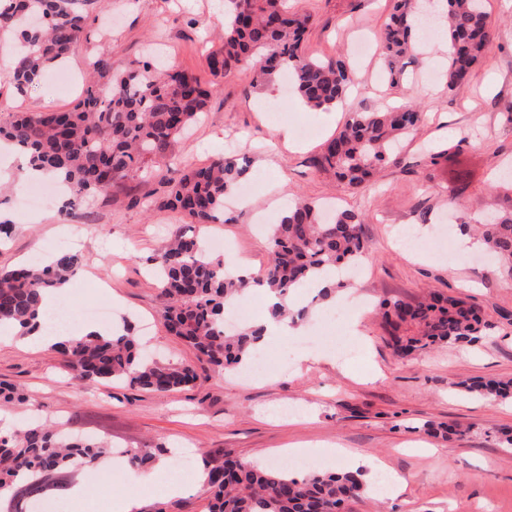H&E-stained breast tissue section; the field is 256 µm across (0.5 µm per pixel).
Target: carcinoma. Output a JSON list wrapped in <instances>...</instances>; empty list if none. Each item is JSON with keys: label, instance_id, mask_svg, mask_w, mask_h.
<instances>
[{"label": "carcinoma", "instance_id": "carcinoma-1", "mask_svg": "<svg viewBox=\"0 0 512 512\" xmlns=\"http://www.w3.org/2000/svg\"><path fill=\"white\" fill-rule=\"evenodd\" d=\"M79 0H0V36H16L13 63L5 74L20 94L39 85L51 69L66 62L78 42L88 35V18L75 8ZM224 45L207 57L210 74L222 77L247 66L255 83L264 84L288 73L295 93L305 105L322 110L345 97L352 63L338 54L321 60L305 52L304 36L312 23L307 12L288 11L283 0H225ZM419 0H393L381 41L385 70L391 83L406 78L408 60L419 54L411 40L413 14ZM448 38L453 52L443 72L452 90L468 81L494 34V20L485 0H446ZM98 80L88 85L83 102L63 112H14L0 121V142L32 157L70 191L67 203L83 204L112 187L116 180H139L148 169L180 164L173 153L176 140L196 121L217 85H205L193 73L159 72L148 63L131 62L112 71L111 58L95 63ZM423 120L413 107H393L354 113L343 129L327 139L317 167L351 189L366 188L378 171L401 163V139ZM466 139L450 138L443 149L427 155L435 166L453 157ZM247 167L232 157L188 167L166 182L159 207L182 214L196 224H214L224 217V197L246 178ZM476 231L495 256L500 276L512 278V210ZM268 265L259 282L278 301L269 306L267 320L287 315L303 319L306 309L288 308V293L311 284L323 273H336L368 258L361 219L351 211L321 220L315 205L298 201L276 224L270 225ZM83 256L73 250L56 252L49 262H29L0 269V325L26 335L40 314L39 298L69 281ZM165 310L167 331L187 342L197 358L220 372L246 365L266 335L262 324L229 332L224 320L249 280L232 275L213 259L202 238L179 233L149 257ZM384 322L395 353L405 356L436 344L467 346L494 329L467 301L441 293L425 303L384 301ZM52 348L81 381L110 383L127 380L143 389L174 391L197 380L195 368L148 357L128 322ZM465 391L490 398L512 395V382L477 381ZM112 455V445L100 438L65 439L53 429L31 423L0 435V489H13L10 501L32 506L69 490L74 474ZM205 488L210 512H341L344 504L371 491L362 470L308 473L254 467L227 456L206 466Z\"/></svg>", "mask_w": 512, "mask_h": 512}]
</instances>
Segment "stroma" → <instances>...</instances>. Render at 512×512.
I'll return each mask as SVG.
<instances>
[{
    "label": "stroma",
    "instance_id": "1",
    "mask_svg": "<svg viewBox=\"0 0 512 512\" xmlns=\"http://www.w3.org/2000/svg\"><path fill=\"white\" fill-rule=\"evenodd\" d=\"M313 23L304 47L325 59L349 55L353 90L336 112L300 110L294 96L278 101L285 117L271 124L264 111L263 88L254 73L238 67L219 81L204 117L190 135L179 138L174 153L188 165L234 155L249 165L253 190L248 206L226 200L224 224H209L206 235L221 236L230 248L224 262L242 260L263 272L269 244L258 221L281 218V203L305 197L358 213L371 253L361 276L346 281L341 297L362 298L365 308L353 326L328 324L321 305L301 294L308 309V333L301 339L273 337L263 376L242 380L198 364L187 343L171 336L163 320L158 285L148 259L159 242L193 226L180 215L151 207L161 196L166 169L139 181H120L82 206V224L71 222L64 201L29 219H21L18 194L0 204V219L13 221L10 237L0 243V268L35 252L80 250L83 264L69 290L82 306H106L113 320L128 319L144 333L151 348L175 363L196 366L193 387L168 392L140 389L126 382L80 383L72 379L62 357L51 348L22 344L0 347V383L23 391L5 413L19 419L39 416L73 436H95L120 449H147L158 461L188 464L231 453L239 461L280 460L289 448L331 453L333 469L348 465L343 450L371 457L369 479L380 470L402 482L381 499L362 496L348 512H512V447L502 433L512 432V397L488 399L466 392L463 382L512 380V279L494 273L480 253L450 263L432 252L396 247L394 232L411 227L424 238L438 225L455 241L457 220L448 207V181L469 171L471 184L461 198L460 213L478 218L488 211L512 209V196L493 190L495 178L512 168V126L500 112L512 101V0H486L497 19L489 49L469 81L456 89L430 81L416 67L406 82L390 84L376 38L389 13L388 0H291ZM90 34L72 49L67 66L77 77L74 88L58 91L42 81L26 95L0 86V119L10 113L56 112L73 108L84 96L100 52L120 71L149 58L146 45H162L165 65L212 78L207 54L222 43L224 0H83ZM421 106L425 123L405 137L399 165L387 166L367 190H351L313 165L322 144L355 112L404 102ZM284 129L287 139L274 136ZM459 133L467 140L453 160L427 163L425 143L441 144ZM144 198L139 207L131 196ZM432 291L475 303L495 325L491 335L461 349L434 345L396 356L378 309L380 301L418 302ZM312 351L298 361V348ZM469 427L465 437L432 434L441 424ZM135 493L142 512H208L202 489L188 486L178 496L164 495L161 484Z\"/></svg>",
    "mask_w": 512,
    "mask_h": 512
}]
</instances>
